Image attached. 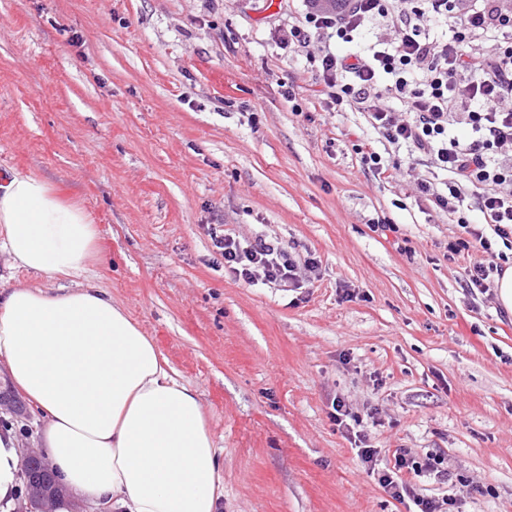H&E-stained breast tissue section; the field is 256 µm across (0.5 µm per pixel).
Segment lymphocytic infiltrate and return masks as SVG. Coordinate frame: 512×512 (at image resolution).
Segmentation results:
<instances>
[{
	"label": "lymphocytic infiltrate",
	"instance_id": "lymphocytic-infiltrate-1",
	"mask_svg": "<svg viewBox=\"0 0 512 512\" xmlns=\"http://www.w3.org/2000/svg\"><path fill=\"white\" fill-rule=\"evenodd\" d=\"M376 23L382 26L379 36L359 52L331 49V39L362 41ZM434 23L447 24V34L431 37ZM282 40L297 51L315 52L323 96L338 110L363 113L391 148L384 156L359 147L364 169L399 182L402 163L395 152L406 146L444 174L441 182L418 177L417 189L460 229L448 243V257L467 259L465 288L492 295L495 275L512 265V0H346L341 10L311 7ZM386 93L399 108L381 106ZM460 125L471 130V139L455 136ZM213 244L225 271L248 285L296 288L303 271L317 267L313 258L298 267L278 242L263 236H217ZM475 251L483 257L473 262L469 256ZM332 409L338 428L353 436L369 475L407 512H455V496H428L415 484L421 477L451 482L444 456L421 458L398 448L392 462L380 460L368 443L366 423L353 418L342 399H334Z\"/></svg>",
	"mask_w": 512,
	"mask_h": 512
}]
</instances>
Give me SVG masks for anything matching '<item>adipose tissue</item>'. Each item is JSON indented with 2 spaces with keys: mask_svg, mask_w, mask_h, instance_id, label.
<instances>
[{
  "mask_svg": "<svg viewBox=\"0 0 512 512\" xmlns=\"http://www.w3.org/2000/svg\"><path fill=\"white\" fill-rule=\"evenodd\" d=\"M98 237L84 205L56 186L14 168L0 178V254L41 278L0 293V362L41 415L67 490L55 512L75 499L94 512H220L200 395L90 275ZM19 481L17 441L0 436V512Z\"/></svg>",
  "mask_w": 512,
  "mask_h": 512,
  "instance_id": "obj_1",
  "label": "adipose tissue"
}]
</instances>
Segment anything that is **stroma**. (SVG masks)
Returning <instances> with one entry per match:
<instances>
[{"label":"stroma","mask_w":512,"mask_h":512,"mask_svg":"<svg viewBox=\"0 0 512 512\" xmlns=\"http://www.w3.org/2000/svg\"><path fill=\"white\" fill-rule=\"evenodd\" d=\"M304 0H0V172L80 199L96 282L195 388L222 450V512H407L371 479L331 402L376 411L383 453L439 452L479 484L425 480L461 512H512V315L461 285L459 228L389 185L363 114L320 96L281 44ZM315 257L303 288L225 273L210 230ZM40 445L26 397L0 405Z\"/></svg>","instance_id":"35a3bbf8"}]
</instances>
